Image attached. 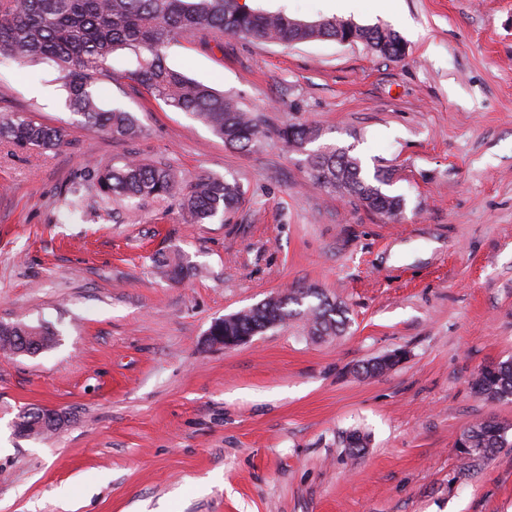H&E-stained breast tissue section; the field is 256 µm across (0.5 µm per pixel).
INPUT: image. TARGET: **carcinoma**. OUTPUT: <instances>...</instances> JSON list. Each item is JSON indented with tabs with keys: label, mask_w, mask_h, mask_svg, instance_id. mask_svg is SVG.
Listing matches in <instances>:
<instances>
[{
	"label": "carcinoma",
	"mask_w": 512,
	"mask_h": 512,
	"mask_svg": "<svg viewBox=\"0 0 512 512\" xmlns=\"http://www.w3.org/2000/svg\"><path fill=\"white\" fill-rule=\"evenodd\" d=\"M202 34L216 46L226 35L250 36L279 44L313 39H336V20L327 19L318 28H302L283 12L253 10L239 0H0V57L19 63L42 60L54 63L64 80L70 107L85 122L114 138H132L140 132L129 112L104 109L93 91L95 83L112 78L109 59L118 50L136 58L128 78L154 99L190 114L206 125L225 144L249 151L257 146L262 130L260 116L247 112L223 92L196 81L167 65L163 50L182 37ZM348 35L376 53L396 58L402 40L394 31L354 26ZM279 139L290 152L305 156L309 178L324 190L351 197L386 218L396 216L402 199L388 195L363 175L361 161L348 148L319 143L322 130L306 122L282 127ZM0 138L20 149L38 147L57 150L69 145L67 131L33 116L0 117ZM317 144L312 149L310 145ZM93 197L116 202L144 201L181 195V206L194 224H206L234 210L242 197L240 183L211 174L185 180L170 165L128 160L89 173ZM156 267L170 280L180 277L184 267L177 259L162 258ZM293 318L302 320L311 336H338L349 326L347 309L317 288H294L272 296L248 309L224 317V335L256 336L282 327ZM54 334L37 327L30 333L25 324L0 323V348L39 352L52 347ZM403 359L391 353L363 363L357 374L365 378L382 375ZM473 392L487 403L512 400V361L479 371ZM32 414L21 417L19 433L27 436L52 433L61 426L40 424ZM509 422L482 420L462 431L456 440L464 465L473 467L499 449L512 447ZM368 434L348 431L343 443L357 457L367 448Z\"/></svg>",
	"instance_id": "cac0c4a2"
}]
</instances>
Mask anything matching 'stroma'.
<instances>
[{
	"label": "stroma",
	"instance_id": "stroma-1",
	"mask_svg": "<svg viewBox=\"0 0 512 512\" xmlns=\"http://www.w3.org/2000/svg\"><path fill=\"white\" fill-rule=\"evenodd\" d=\"M313 21L332 0H250ZM400 58L362 43L292 46L228 35L168 45L166 62L263 117L243 152L154 100L115 53L104 108L142 132L116 139L70 108L53 63L0 57V115H35L67 147L0 139V321L45 326L56 345L0 351V512H512V448L461 474V432L512 423L471 381L512 359V0H393ZM310 122L365 177L401 196L394 219L329 193L277 137ZM134 158L186 178H235L224 219L192 224L178 198L100 204L67 218L92 165ZM183 255L192 274H156ZM342 301L340 336L303 321L231 349L211 326L293 287ZM401 352L376 378L362 362ZM68 414L19 435L20 410ZM371 434L362 457L341 435Z\"/></svg>",
	"mask_w": 512,
	"mask_h": 512
}]
</instances>
